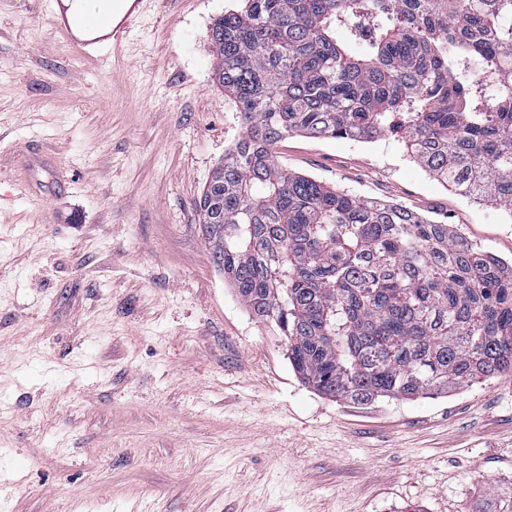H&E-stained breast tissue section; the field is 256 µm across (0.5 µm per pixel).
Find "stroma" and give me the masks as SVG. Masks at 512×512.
Wrapping results in <instances>:
<instances>
[{
	"instance_id": "stroma-1",
	"label": "stroma",
	"mask_w": 512,
	"mask_h": 512,
	"mask_svg": "<svg viewBox=\"0 0 512 512\" xmlns=\"http://www.w3.org/2000/svg\"><path fill=\"white\" fill-rule=\"evenodd\" d=\"M230 0H143L81 50L0 0V512H473L512 492V372L434 398H328L224 279L197 209L243 128L213 81ZM288 170L512 260L505 207L391 137H290Z\"/></svg>"
}]
</instances>
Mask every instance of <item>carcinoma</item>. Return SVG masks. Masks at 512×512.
I'll list each match as a JSON object with an SVG mask.
<instances>
[{"instance_id":"obj_1","label":"carcinoma","mask_w":512,"mask_h":512,"mask_svg":"<svg viewBox=\"0 0 512 512\" xmlns=\"http://www.w3.org/2000/svg\"><path fill=\"white\" fill-rule=\"evenodd\" d=\"M210 32L245 132L206 183L202 224L302 380L364 404L511 373L512 262L292 172L275 146L393 136L462 195L512 206V0H237ZM475 512H512V494Z\"/></svg>"}]
</instances>
